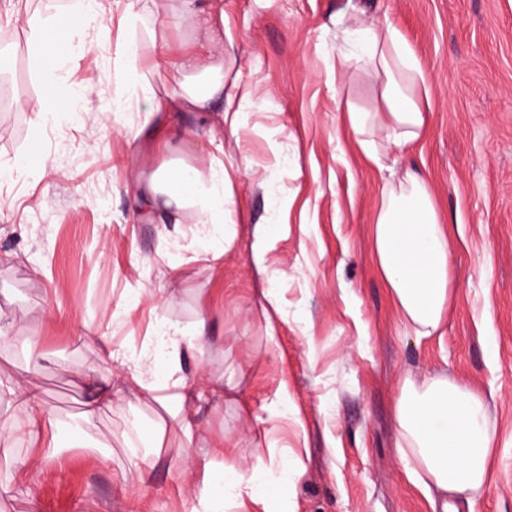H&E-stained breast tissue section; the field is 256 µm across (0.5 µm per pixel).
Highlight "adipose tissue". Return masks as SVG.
<instances>
[{"label":"adipose tissue","instance_id":"obj_1","mask_svg":"<svg viewBox=\"0 0 512 512\" xmlns=\"http://www.w3.org/2000/svg\"><path fill=\"white\" fill-rule=\"evenodd\" d=\"M64 27L65 42L55 45L47 33L59 27L58 15L29 22L28 46L46 79L38 103V116L48 119L59 114L62 99L53 82L64 63L70 44L83 30L97 22L95 10L83 0H72ZM177 10L194 33L193 43L166 62L168 71L178 76L174 89L164 97L137 103L140 112H194L200 120L220 112L231 131L241 128L243 97L224 92V14L212 0H177ZM344 42L337 45L341 60H357L366 75L381 81L382 110L362 112L347 108L345 123L357 137L366 158L380 163L390 148L405 149L420 139L427 116L414 93L424 82L423 70L407 43L389 24L379 21L346 26ZM240 171L235 158L213 162L208 172L190 167L161 172L149 181L146 202L165 193L166 206L192 208L198 217L197 238L214 237L223 223L226 207L233 199L234 179ZM383 200L375 214L373 251L396 305L401 322L416 336L437 333L452 297L449 284L451 241L440 221L437 206L425 179L415 170L404 174L389 171L384 179ZM206 334L205 321L193 329L175 325L155 330L150 347L131 355L125 387L131 392L167 393L185 408L180 420L183 431H191L198 401L219 402L224 383L212 378L205 384L187 382L176 367H159L163 355H175L180 348H198ZM16 412V423L0 426V436H24L42 440L51 421L35 389H20L0 377V407ZM398 448L406 469L418 482L433 491L440 501L458 496L475 502L492 481V459L496 433L491 424L486 399L471 386L445 374L422 380L406 379L395 406ZM275 469L274 451H256L250 466H224L220 477H205L199 491L184 503V512H215L213 485H220L226 504L250 499L261 503L264 512H288L272 491L270 475Z\"/></svg>","mask_w":512,"mask_h":512}]
</instances>
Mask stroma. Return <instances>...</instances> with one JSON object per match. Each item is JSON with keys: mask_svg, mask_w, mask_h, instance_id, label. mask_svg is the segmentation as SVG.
<instances>
[{"mask_svg": "<svg viewBox=\"0 0 512 512\" xmlns=\"http://www.w3.org/2000/svg\"><path fill=\"white\" fill-rule=\"evenodd\" d=\"M126 2L99 0L101 25L55 74L70 107L40 121L28 22L67 0H0L12 47L0 56V254L13 256L0 267V376L36 388L60 445L47 467L39 444L0 440V512H183L204 467L223 471L220 442L243 466L259 446L285 468L304 450L303 474L276 484L297 512H442L407 474L394 417L403 380L438 373L483 393L496 429L494 481L457 512H512V0H357L407 41L429 84L422 139L390 152L425 178L453 244L454 298L429 337L405 328L377 268L380 173L339 121L347 106L382 107L379 82L336 55L346 0H217L224 90L252 89L236 134L219 112L203 128L191 112L136 110L172 87L156 62L190 28L172 0H138L122 27ZM34 140L46 169L21 164ZM223 152L243 162L226 212L236 236L202 265L191 260L209 247L193 235L195 212L146 211L140 195L158 170L204 171ZM260 224L272 231L259 274ZM271 289L284 315L273 342L261 308ZM200 319L207 341L178 366L192 381L223 378L224 400L196 409L191 434L176 400L147 393L120 392L85 416L91 371H111L120 391L157 323ZM283 386L299 416L273 414ZM81 435L92 447H74Z\"/></svg>", "mask_w": 512, "mask_h": 512, "instance_id": "35a3bbf8", "label": "stroma"}]
</instances>
